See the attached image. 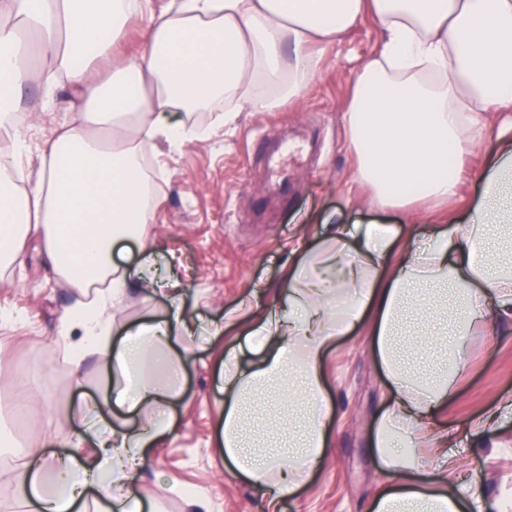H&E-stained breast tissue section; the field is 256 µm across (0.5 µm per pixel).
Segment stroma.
<instances>
[{
  "label": "stroma",
  "mask_w": 512,
  "mask_h": 512,
  "mask_svg": "<svg viewBox=\"0 0 512 512\" xmlns=\"http://www.w3.org/2000/svg\"><path fill=\"white\" fill-rule=\"evenodd\" d=\"M380 34L359 22L340 44L323 49L320 69L307 94L273 112L238 113L219 125L217 113L185 115V122L212 128L209 138L187 143L159 165L153 222L143 242L129 244L127 265L152 258L166 277L178 281L184 309L194 320L190 356L179 375L180 395L168 414L172 435L162 437L134 476L148 501L161 512H186L185 493L196 492L211 512H262L256 491L230 474L219 446L224 428V350L244 345L237 329L224 325L226 310L251 296L255 311L272 313L282 293L284 269L294 249L311 250L326 232L325 222L394 224L416 237L437 219L430 206L416 207L417 223L401 211L360 206L353 180L354 157L344 122L353 77L379 48ZM24 262L0 276V305L22 315L0 320V384L31 383L44 390L23 419L0 418V512H27L15 464L21 449L42 446L72 430V407L97 400L112 385V372L87 358L81 383L64 358L58 335L61 317L82 293L51 275L31 246ZM167 295L130 287L112 311L121 333L169 315ZM222 335H215V328ZM471 366L456 394L434 413L432 435L455 433L472 418L512 397V326L470 339ZM329 411L327 446L307 486L286 498L280 512H371L392 477L374 448L376 420L391 397L382 367L373 356L368 323L340 337L323 366ZM455 471L474 501L470 512L512 502V417L472 439L459 438Z\"/></svg>",
  "instance_id": "stroma-1"
}]
</instances>
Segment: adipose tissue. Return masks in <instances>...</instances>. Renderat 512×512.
<instances>
[{
    "mask_svg": "<svg viewBox=\"0 0 512 512\" xmlns=\"http://www.w3.org/2000/svg\"><path fill=\"white\" fill-rule=\"evenodd\" d=\"M142 16V48L126 52L127 29ZM365 18L376 23L380 48L354 77L345 121L354 179L372 203L409 214L416 201L455 197L448 165L476 153L477 128L492 112L504 115L498 151L473 173L480 197L466 222L436 224L409 241L391 224H334L299 254L278 313L246 323L225 314L256 359L244 366L235 351L224 354V455L261 491L266 512L308 484L325 446L322 363L336 338L369 317L392 389L375 450L394 481L375 512H466L459 486L423 482L419 448L468 368L470 336L495 321L512 324V0H167L157 11L149 0H0V128L15 112L49 107L23 99L38 56L50 70L48 91L67 90L73 109L97 114L109 131L104 138L72 122L37 142L18 131L0 155V270L15 264L34 231L61 280L108 284L65 313L59 334L74 367L92 355L111 369L112 390L96 412L112 424L92 432L89 460L82 438L66 432L55 437L66 456L20 453L21 491L39 512H75L90 489L98 512H141L134 474L146 448L173 431L166 408L193 338L177 285L168 287L165 321L118 342L110 323L127 288L160 285L151 260L133 270L117 261L153 217L142 155L159 143L177 152L207 138L179 113L224 102L236 112H271L301 97L319 47L341 42ZM292 381L303 403L284 458L268 450L252 411L287 396Z\"/></svg>",
    "mask_w": 512,
    "mask_h": 512,
    "instance_id": "1",
    "label": "adipose tissue"
}]
</instances>
